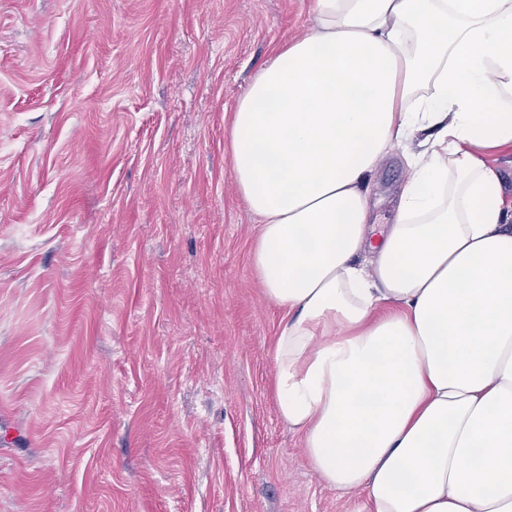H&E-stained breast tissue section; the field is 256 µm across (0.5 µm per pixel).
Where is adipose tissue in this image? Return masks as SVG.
Here are the masks:
<instances>
[{
    "label": "adipose tissue",
    "instance_id": "1",
    "mask_svg": "<svg viewBox=\"0 0 512 512\" xmlns=\"http://www.w3.org/2000/svg\"><path fill=\"white\" fill-rule=\"evenodd\" d=\"M229 125L272 392L353 512H512V0H312ZM418 138L384 232L380 160Z\"/></svg>",
    "mask_w": 512,
    "mask_h": 512
}]
</instances>
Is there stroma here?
Listing matches in <instances>:
<instances>
[{"mask_svg":"<svg viewBox=\"0 0 512 512\" xmlns=\"http://www.w3.org/2000/svg\"><path fill=\"white\" fill-rule=\"evenodd\" d=\"M308 28L309 0H0V512H350L276 413L229 167Z\"/></svg>","mask_w":512,"mask_h":512,"instance_id":"35a3bbf8","label":"stroma"}]
</instances>
